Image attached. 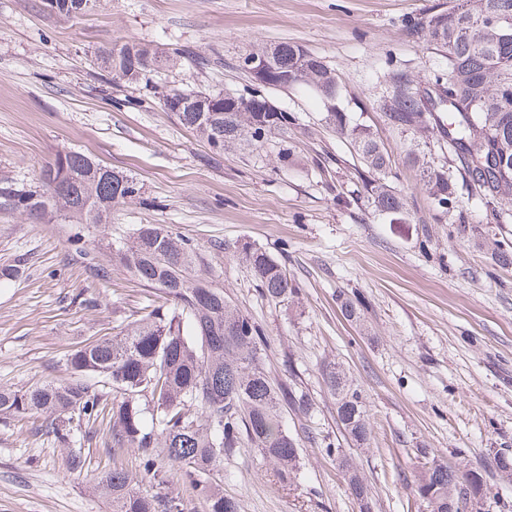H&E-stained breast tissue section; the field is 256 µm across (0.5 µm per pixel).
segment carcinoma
I'll list each match as a JSON object with an SVG mask.
<instances>
[{"mask_svg":"<svg viewBox=\"0 0 512 512\" xmlns=\"http://www.w3.org/2000/svg\"><path fill=\"white\" fill-rule=\"evenodd\" d=\"M444 59L434 74L445 99L428 108L419 87L405 73L392 78L394 91L385 103L390 123L404 131L440 124L439 147L458 160L456 170L486 206L512 218V0H454L407 25ZM137 48L146 61L143 78L182 55H161L142 43H124L99 56L115 71L125 51ZM276 60L291 86L312 89L326 107L327 118L340 134L352 136L357 154L370 174L366 187L377 211L398 215L403 203L387 182L388 162L370 131L349 125L338 104L336 74L321 58L302 59L291 44L275 47ZM178 122L196 132L216 152L237 141L259 143L293 123L286 112H257L241 104L220 113L213 123L196 112H177ZM425 190L448 214L455 208L452 177L411 153ZM98 162L65 150L40 173L41 189L1 187L4 204L27 215L53 219L59 215L92 225L122 266L144 287L158 292L159 303L140 319L110 337L76 349L67 358L75 378L65 384L44 383L26 391L0 389V415L19 417L45 413L59 442L70 446L82 425L109 416L112 467L98 476L101 494L112 512H184L183 496L167 480L162 462L177 467L182 485L199 492L207 512H241L236 498L224 494V458L247 443L257 449L277 482H294L300 469L299 440L283 423L285 404L304 409L308 400L285 384L274 382L263 367L262 333L241 314L198 266V249L164 224H137L126 238L109 240L112 206L131 200L140 188L132 177L103 182L92 171ZM63 194L51 196L52 184ZM240 259L252 270L262 295L282 303L296 294L286 271L269 253L243 244ZM102 377L112 383V404L102 402L88 383ZM323 380L336 396V423L357 445L369 440L365 401L340 367L329 364ZM138 452L139 467L152 476L156 492L136 487L124 467L125 450ZM336 453L347 488L359 512H371V491L351 456ZM418 495L427 497L431 512H468L490 494L481 468L459 470L425 449Z\"/></svg>","mask_w":512,"mask_h":512,"instance_id":"carcinoma-1","label":"carcinoma"}]
</instances>
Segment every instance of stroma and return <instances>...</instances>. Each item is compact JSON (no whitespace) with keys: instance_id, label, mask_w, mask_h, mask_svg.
<instances>
[{"instance_id":"35a3bbf8","label":"stroma","mask_w":512,"mask_h":512,"mask_svg":"<svg viewBox=\"0 0 512 512\" xmlns=\"http://www.w3.org/2000/svg\"><path fill=\"white\" fill-rule=\"evenodd\" d=\"M449 2L101 0L67 18L44 0H0V187L36 188L41 169L69 149L133 176L140 194L113 208V235L166 224L198 247L226 299L263 329L266 371L309 400L308 412L284 413L301 438L295 485H276L256 449L225 459L224 492L242 512H359L328 442L349 450L375 512H423L422 448L484 468L486 512H512V477L495 467L496 454H512V266L493 258L496 245L512 246V223L497 222L462 180L454 211L442 213L407 161L415 152L455 168L435 146L438 129H397L383 109L393 74L431 85L440 57L406 25ZM132 41L190 55L136 84L95 63ZM280 43L335 70L352 123L369 127L389 157L404 220L375 210L351 140L304 87L268 92L295 118L287 133L220 153L164 109L160 95L173 87L248 92L244 57ZM245 243L285 267L294 301L262 295L237 256ZM22 254L21 275L0 283V388L69 382L67 356L141 318L150 291L87 225L0 207V265ZM340 295L360 303L361 323L344 319ZM330 363L363 394L364 447L336 424L322 377ZM82 433L87 463L73 472L46 416H0V512H112L95 489L112 463L108 425Z\"/></svg>"}]
</instances>
